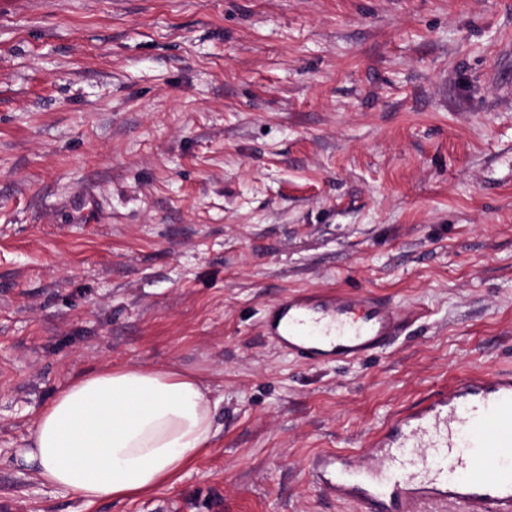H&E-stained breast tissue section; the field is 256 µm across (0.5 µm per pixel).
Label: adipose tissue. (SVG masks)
<instances>
[{
	"label": "adipose tissue",
	"mask_w": 512,
	"mask_h": 512,
	"mask_svg": "<svg viewBox=\"0 0 512 512\" xmlns=\"http://www.w3.org/2000/svg\"><path fill=\"white\" fill-rule=\"evenodd\" d=\"M215 435L197 380L149 366L79 376L38 412L24 463L86 502L154 489Z\"/></svg>",
	"instance_id": "1"
}]
</instances>
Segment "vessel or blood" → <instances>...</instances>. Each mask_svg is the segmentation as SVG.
Wrapping results in <instances>:
<instances>
[{
	"label": "vessel or blood",
	"mask_w": 512,
	"mask_h": 512,
	"mask_svg": "<svg viewBox=\"0 0 512 512\" xmlns=\"http://www.w3.org/2000/svg\"><path fill=\"white\" fill-rule=\"evenodd\" d=\"M406 320L360 289L291 292L269 307L264 340L310 366L357 364L388 349ZM363 466L317 453L309 476L357 512H512V373L465 374L393 418Z\"/></svg>",
	"instance_id": "vessel-or-blood-1"
}]
</instances>
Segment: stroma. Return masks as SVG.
Segmentation results:
<instances>
[{"mask_svg": "<svg viewBox=\"0 0 512 512\" xmlns=\"http://www.w3.org/2000/svg\"><path fill=\"white\" fill-rule=\"evenodd\" d=\"M362 288L410 319L312 367L261 318ZM195 377L216 434L88 505L18 460L98 369ZM512 370V0H0V512H355L323 450Z\"/></svg>", "mask_w": 512, "mask_h": 512, "instance_id": "1", "label": "stroma"}]
</instances>
